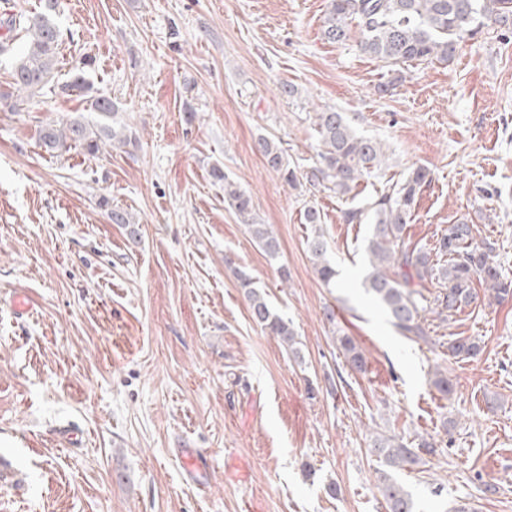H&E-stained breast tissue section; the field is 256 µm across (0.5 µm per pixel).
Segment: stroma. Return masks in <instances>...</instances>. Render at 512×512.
<instances>
[{
    "label": "stroma",
    "instance_id": "obj_1",
    "mask_svg": "<svg viewBox=\"0 0 512 512\" xmlns=\"http://www.w3.org/2000/svg\"><path fill=\"white\" fill-rule=\"evenodd\" d=\"M59 3L52 90L0 111V458L12 464L0 512H387L372 433L409 441L447 418L438 454L397 474L418 512L459 501L512 512V299L429 316V343L404 338L363 288L369 225L345 223V201L327 190L289 187L255 148L273 138L309 167L315 112H345L385 144L390 173L433 174L408 242L432 247L467 220L475 242L496 240L512 278V33L482 29L452 63L410 64L383 93L385 63L356 41L324 40L327 0ZM88 54L92 95L58 92ZM96 95L116 103L138 148L45 152L40 128L96 120ZM214 166L272 225L279 263L225 204ZM104 199L131 213L138 239L108 220ZM310 205L332 288L306 253ZM239 269L292 321L303 361L252 320ZM15 292L30 315L12 310ZM337 327L364 352V372L347 366ZM453 336L480 340L481 353L450 357ZM437 363L450 396L428 382ZM180 448L207 456L203 479L186 476Z\"/></svg>",
    "mask_w": 512,
    "mask_h": 512
}]
</instances>
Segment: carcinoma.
Instances as JSON below:
<instances>
[{"label":"carcinoma","mask_w":512,"mask_h":512,"mask_svg":"<svg viewBox=\"0 0 512 512\" xmlns=\"http://www.w3.org/2000/svg\"><path fill=\"white\" fill-rule=\"evenodd\" d=\"M57 0H46L40 11H23L8 20V31L14 36L0 39V55L12 57L8 88L0 89V108L15 112L22 99L14 93L34 96L43 91L56 69L62 31L51 19ZM358 30L360 49L393 67L392 78L385 88L404 80L398 66L413 62L453 59L456 44L485 27L512 28V0H328L322 34L330 43H344L351 38V24ZM98 121L91 124L75 116L57 125L41 128L39 139L46 151L68 152L82 148L89 154L100 152L103 140H115L123 147H138L136 135L129 129H117L108 123L115 116L112 99L99 96L93 101ZM317 135V162L300 172L290 166L281 144L267 137L259 138L258 150L267 166L285 183L301 182L333 192L337 198H355L354 191L389 166V156L382 142L360 134L344 112L325 108L314 115ZM212 179L224 185V203L237 215L252 240L272 262L278 261L280 241L269 224H261L252 213L250 197L240 186L215 167ZM431 171L417 166L400 180L385 186L376 197L362 207L344 211L348 224L367 220L373 230L366 246L368 272L365 288L386 310L400 335L415 342L429 341L424 327L426 314L435 313L442 321L453 319L457 311L479 300L474 283L484 285L489 300L502 302L512 298V279L503 275L497 262L496 241L473 242V225L461 220L448 226L427 249L405 240L407 224L412 220L417 197L431 183ZM108 219L122 225L131 238L139 234L131 214L118 206L107 208ZM304 221L311 233L306 240L307 251L319 281L327 288L336 287V270L329 255L328 240L318 208L304 210ZM240 287L247 299L252 320L278 337L294 358L303 355L291 324L275 313L265 295L254 286L245 272L237 273ZM435 283L438 291L424 294L427 284ZM345 362L354 370L366 366V357L354 340L346 334L335 336ZM481 350L478 340L455 337L448 341V355L454 358L475 357ZM429 383L438 392L453 391L448 368L439 364L428 372ZM372 448L383 464L378 471L376 488L389 512H416L409 491L392 472L411 469L433 456L442 440L431 435L406 442L396 436L374 435Z\"/></svg>","instance_id":"carcinoma-1"}]
</instances>
